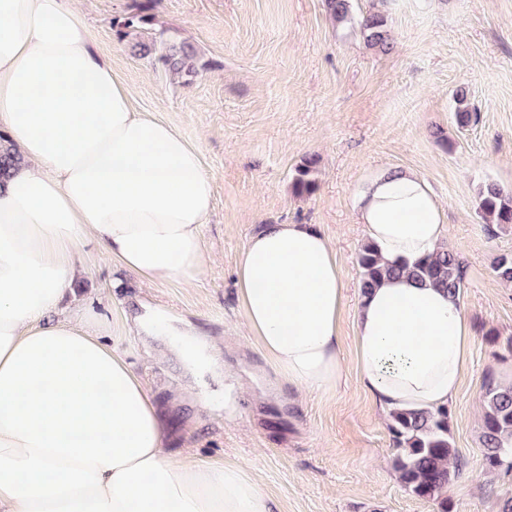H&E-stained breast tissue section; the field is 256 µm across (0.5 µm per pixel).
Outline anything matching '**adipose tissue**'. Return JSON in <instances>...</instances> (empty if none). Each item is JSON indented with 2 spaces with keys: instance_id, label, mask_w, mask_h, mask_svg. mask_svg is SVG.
<instances>
[{
  "instance_id": "adipose-tissue-1",
  "label": "adipose tissue",
  "mask_w": 512,
  "mask_h": 512,
  "mask_svg": "<svg viewBox=\"0 0 512 512\" xmlns=\"http://www.w3.org/2000/svg\"><path fill=\"white\" fill-rule=\"evenodd\" d=\"M0 131L24 159L0 188V512H273L238 464L166 452L151 390L105 338L110 309L53 317L86 238L144 283L201 274L213 188L199 150L136 109L73 0H0ZM355 209L389 264L446 245L441 205L416 173L375 174ZM236 284L281 384L336 391L346 288L329 238L265 225ZM472 338L460 298L388 279L356 308L361 385L384 412L448 405Z\"/></svg>"
}]
</instances>
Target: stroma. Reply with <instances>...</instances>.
I'll return each instance as SVG.
<instances>
[{
    "instance_id": "obj_1",
    "label": "stroma",
    "mask_w": 512,
    "mask_h": 512,
    "mask_svg": "<svg viewBox=\"0 0 512 512\" xmlns=\"http://www.w3.org/2000/svg\"><path fill=\"white\" fill-rule=\"evenodd\" d=\"M138 0H80L95 48L111 60L139 111L173 125L202 155L213 204L201 227L207 263L193 284H142L90 240L79 245L64 311L102 302L124 353L169 419L165 446L259 474L276 512H434L392 466L388 417L359 382L353 346L364 241L353 210L361 183L382 169L420 174L440 199L463 272L473 330L463 382L449 403L459 471L453 512H495L512 475L481 468L482 393L512 364V284L493 262L512 254V225L487 226L481 185L512 188V0H387L390 53L369 48L324 0H154L147 32L194 51L193 76L173 79L129 51L116 20ZM466 87L478 119L458 129L453 93ZM319 159L318 188L295 195L292 176ZM264 224H304L335 245L346 285L341 322L346 376L333 394L290 402L248 335L235 266ZM158 310L202 331L216 367L191 372L163 339L140 336L135 314Z\"/></svg>"
}]
</instances>
